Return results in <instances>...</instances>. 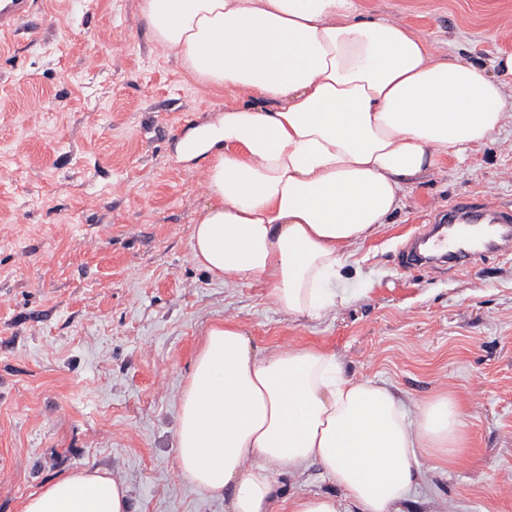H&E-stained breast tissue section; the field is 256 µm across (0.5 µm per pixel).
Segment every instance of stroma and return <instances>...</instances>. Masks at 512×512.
I'll list each match as a JSON object with an SVG mask.
<instances>
[{
	"instance_id": "obj_1",
	"label": "stroma",
	"mask_w": 512,
	"mask_h": 512,
	"mask_svg": "<svg viewBox=\"0 0 512 512\" xmlns=\"http://www.w3.org/2000/svg\"><path fill=\"white\" fill-rule=\"evenodd\" d=\"M141 2L45 0L0 39V512L86 469L122 480L130 512H225L179 473L175 428L206 332L229 315L258 348L319 347L406 401L460 397L466 455L423 457L402 512H512V251L400 264L436 208L512 206V124L410 181L349 257L348 304L291 319L263 286H224L191 257L208 196L176 145L233 96L160 53ZM363 4L442 57L512 52V0ZM336 491L315 465L278 478L281 498Z\"/></svg>"
}]
</instances>
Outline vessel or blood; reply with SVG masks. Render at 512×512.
<instances>
[{
    "mask_svg": "<svg viewBox=\"0 0 512 512\" xmlns=\"http://www.w3.org/2000/svg\"><path fill=\"white\" fill-rule=\"evenodd\" d=\"M38 3L39 0H0V36L11 35L21 24L30 22ZM469 225L491 226L485 241L487 250L512 246V208H491L461 198L448 208L435 211L430 223L404 250L403 265L414 268L437 256L463 262L475 258V251L463 249L458 237L459 230Z\"/></svg>",
    "mask_w": 512,
    "mask_h": 512,
    "instance_id": "vessel-or-blood-1",
    "label": "vessel or blood"
}]
</instances>
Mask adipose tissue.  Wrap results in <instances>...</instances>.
<instances>
[{
	"label": "adipose tissue",
	"mask_w": 512,
	"mask_h": 512,
	"mask_svg": "<svg viewBox=\"0 0 512 512\" xmlns=\"http://www.w3.org/2000/svg\"><path fill=\"white\" fill-rule=\"evenodd\" d=\"M141 16L165 55L234 96L176 147L207 162L193 259L225 285H265L291 318L319 320L347 302L326 283L388 223L409 178L512 123V53L493 74L440 59L361 0H142ZM175 441L180 473L227 496V512H399L420 456L460 457L468 422L456 397L405 403L320 348L261 350L230 317L206 333ZM314 464L339 496L278 500V475ZM128 506L123 482L93 470L47 484L22 512Z\"/></svg>",
	"instance_id": "ef3b65f1"
}]
</instances>
